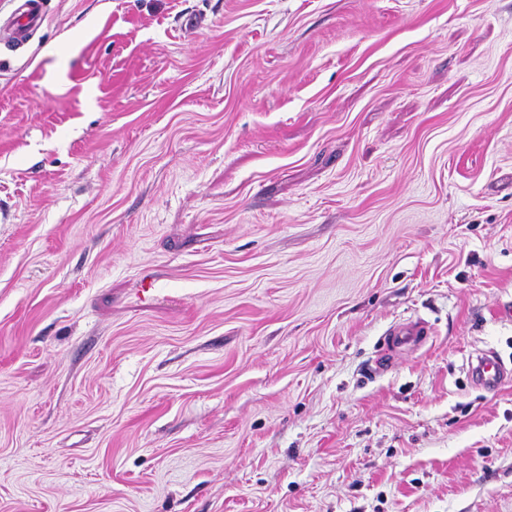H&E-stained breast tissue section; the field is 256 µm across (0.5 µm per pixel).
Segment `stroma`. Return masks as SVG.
<instances>
[{"mask_svg":"<svg viewBox=\"0 0 512 512\" xmlns=\"http://www.w3.org/2000/svg\"><path fill=\"white\" fill-rule=\"evenodd\" d=\"M509 302L512 0H50L0 60V512H512ZM431 334V328L427 322L417 319L415 321H405L395 324L387 336H392V341L388 350L404 345H420ZM470 374L474 383L487 393L496 392L505 382L512 380V372L491 353H481L470 361Z\"/></svg>","mask_w":512,"mask_h":512,"instance_id":"obj_1","label":"stroma"}]
</instances>
